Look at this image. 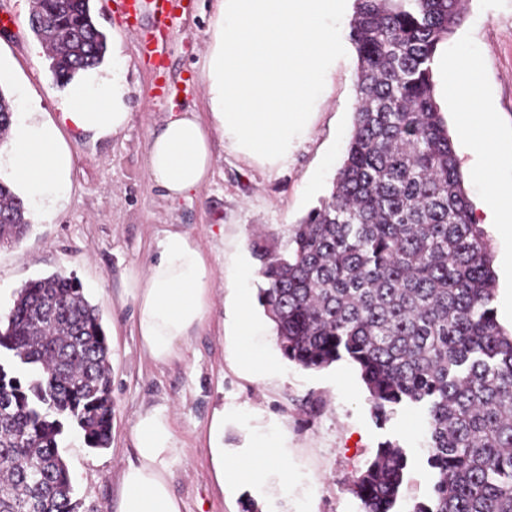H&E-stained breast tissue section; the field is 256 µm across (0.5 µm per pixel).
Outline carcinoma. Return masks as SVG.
Here are the masks:
<instances>
[{"mask_svg": "<svg viewBox=\"0 0 512 512\" xmlns=\"http://www.w3.org/2000/svg\"><path fill=\"white\" fill-rule=\"evenodd\" d=\"M464 0H353L352 129L328 196L281 251L252 243L258 301L284 358L346 360L375 422L427 410L429 502L412 512H512V333L497 320L488 240L475 224L435 96L433 62ZM29 23L55 79L100 65L107 37L90 0H34ZM0 92V141L12 124ZM27 208L0 181V244ZM110 349L98 307L64 272L29 281L0 327V512H76L64 431L111 440ZM408 468L383 442L350 482L363 512H394Z\"/></svg>", "mask_w": 512, "mask_h": 512, "instance_id": "obj_1", "label": "carcinoma"}]
</instances>
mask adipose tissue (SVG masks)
<instances>
[{
  "label": "adipose tissue",
  "instance_id": "1",
  "mask_svg": "<svg viewBox=\"0 0 512 512\" xmlns=\"http://www.w3.org/2000/svg\"><path fill=\"white\" fill-rule=\"evenodd\" d=\"M341 0H217L204 56L202 84L208 117L172 112L150 140L147 169L168 198L197 191L212 175L213 136L260 162L276 165L288 157V144L305 131L313 99L329 76L336 36L328 23ZM125 59L113 52L112 66L79 71L67 84L58 119L32 111L13 125L0 145V179L40 204L49 218L65 200L75 156L62 130L115 136L131 119ZM442 75L439 96L457 106L460 129L484 154L478 177L492 186L483 205L485 223L512 234V187L495 182V171L512 164V144L494 136L487 113L478 111L482 59L466 47L437 54ZM155 259L136 285L134 326L143 352L156 363L179 355V345L201 323L210 302L206 255L188 234L171 229L155 243ZM136 458L121 474L118 512H182L169 483V468L180 450L167 409L141 413L133 428ZM208 446L220 486L260 478L277 454L259 449L253 459L224 456V414L215 412Z\"/></svg>",
  "mask_w": 512,
  "mask_h": 512
}]
</instances>
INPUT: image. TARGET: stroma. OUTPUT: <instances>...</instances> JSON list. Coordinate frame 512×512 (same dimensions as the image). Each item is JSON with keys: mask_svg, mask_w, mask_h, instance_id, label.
Returning a JSON list of instances; mask_svg holds the SVG:
<instances>
[{"mask_svg": "<svg viewBox=\"0 0 512 512\" xmlns=\"http://www.w3.org/2000/svg\"><path fill=\"white\" fill-rule=\"evenodd\" d=\"M216 0H179L169 29H157L148 9L121 12L108 0H90L94 21L109 46H121L133 112L116 137L92 139L64 130L75 155L69 196L56 213L32 225L19 243L0 247V309L10 310L28 281L56 271L74 276L102 315L110 347L112 438L108 448L88 447L73 429L60 439L75 496L84 512H116L123 468L134 459L133 426L150 408L167 407L180 450L170 466V484L183 512H242L245 501L261 512H362L347 489L356 472L373 459L382 442L405 448L408 474L396 512H410L432 495L433 476L425 448L427 417L398 407L385 425L370 412L368 392L357 368L342 360L314 371L284 359L273 324L259 304L250 313L261 326L254 350L268 368L254 373L240 361L244 349L234 334L236 297L256 295V279L241 280L242 268L257 269L253 234L281 249L292 228L327 196L352 127L356 54L348 40L353 0H342L336 17V59L312 108L307 129L288 146V159L269 167L215 141L211 180L191 198L169 200L152 182L146 156L154 130L170 110L207 112L202 59ZM32 0H0V56L11 61L13 79L0 85L16 111L38 105L56 114L64 92L30 29ZM469 45L485 63L480 106L497 137L512 141V0H467L465 20L447 48ZM440 108L448 124L465 188L473 207L489 189L474 175L481 162L458 131L451 102ZM178 229L195 239L211 270L210 307L181 343L182 359H148L134 328L135 301L129 284L144 276L155 241ZM497 300L504 329L512 312L501 298L512 293V237L485 225ZM224 410V455L250 457L255 448H278L287 473L268 469L263 483L244 482L222 493L213 476L207 433L215 408Z\"/></svg>", "mask_w": 512, "mask_h": 512, "instance_id": "obj_1", "label": "stroma"}]
</instances>
